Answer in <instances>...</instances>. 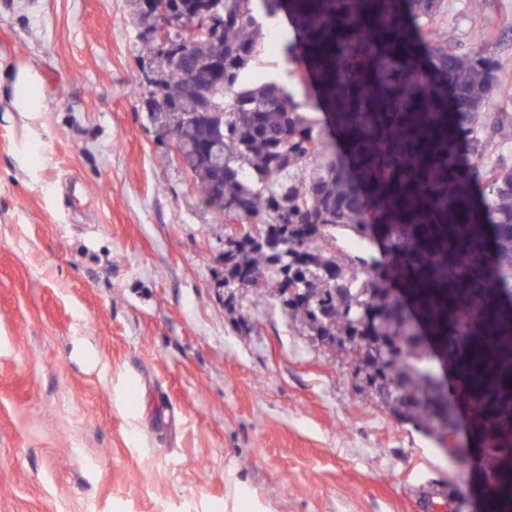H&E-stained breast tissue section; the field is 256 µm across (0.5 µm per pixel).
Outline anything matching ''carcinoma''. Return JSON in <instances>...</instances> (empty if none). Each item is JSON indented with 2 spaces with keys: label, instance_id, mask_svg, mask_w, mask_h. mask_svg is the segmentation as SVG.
Returning <instances> with one entry per match:
<instances>
[{
  "label": "carcinoma",
  "instance_id": "carcinoma-1",
  "mask_svg": "<svg viewBox=\"0 0 512 512\" xmlns=\"http://www.w3.org/2000/svg\"><path fill=\"white\" fill-rule=\"evenodd\" d=\"M142 29L165 17L134 0ZM214 0H177L190 26ZM209 36L147 76L178 111L174 141L202 201L258 233L224 242V301L272 285L288 316L337 346L444 452L461 414L474 473L512 512V160L487 165L493 86L512 79L485 45L448 46L445 0H223ZM292 22L280 60L306 103L253 78L257 11ZM356 242L360 251L344 248ZM456 372L454 395L436 355Z\"/></svg>",
  "mask_w": 512,
  "mask_h": 512
}]
</instances>
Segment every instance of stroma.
I'll list each match as a JSON object with an SVG mask.
<instances>
[{
	"instance_id": "1",
	"label": "stroma",
	"mask_w": 512,
	"mask_h": 512,
	"mask_svg": "<svg viewBox=\"0 0 512 512\" xmlns=\"http://www.w3.org/2000/svg\"><path fill=\"white\" fill-rule=\"evenodd\" d=\"M512 71V0H447ZM131 0H0V512H426L448 458L279 306L148 121ZM12 105L18 112H35L40 97L32 92V77L25 71L20 70L11 83Z\"/></svg>"
}]
</instances>
